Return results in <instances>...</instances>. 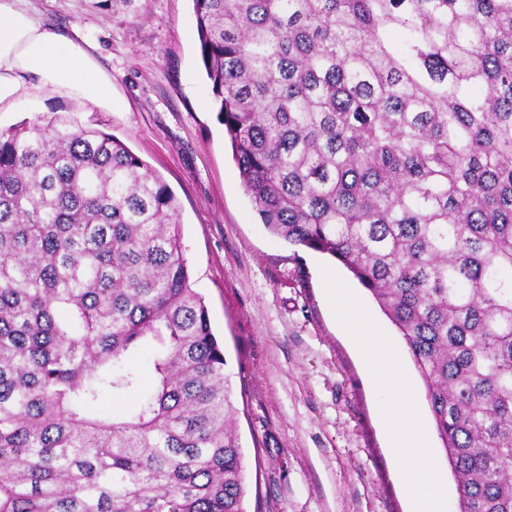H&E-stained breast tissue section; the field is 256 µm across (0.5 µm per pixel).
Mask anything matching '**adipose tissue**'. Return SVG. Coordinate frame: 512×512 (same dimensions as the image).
Listing matches in <instances>:
<instances>
[{"label":"adipose tissue","instance_id":"obj_1","mask_svg":"<svg viewBox=\"0 0 512 512\" xmlns=\"http://www.w3.org/2000/svg\"><path fill=\"white\" fill-rule=\"evenodd\" d=\"M84 37L51 31L27 8V0H0V108L13 105L25 78L67 91L83 100L114 108L112 82ZM376 386L385 393L382 407L392 446L403 463L406 488L415 512H445L441 478L430 451L406 374L385 336L363 330L356 337Z\"/></svg>","mask_w":512,"mask_h":512}]
</instances>
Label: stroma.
<instances>
[{
    "label": "stroma",
    "mask_w": 512,
    "mask_h": 512,
    "mask_svg": "<svg viewBox=\"0 0 512 512\" xmlns=\"http://www.w3.org/2000/svg\"><path fill=\"white\" fill-rule=\"evenodd\" d=\"M52 31L80 33L112 81L113 110L32 78L0 110V128L52 112L125 143L180 205L195 290L224 342L235 426L245 456V512H412L373 384L329 292L357 304L400 356L447 512L456 482L422 380L397 328L353 275L288 245L262 224L211 104L192 0H29Z\"/></svg>",
    "instance_id": "obj_1"
}]
</instances>
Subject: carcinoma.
<instances>
[{
	"label": "carcinoma",
	"mask_w": 512,
	"mask_h": 512,
	"mask_svg": "<svg viewBox=\"0 0 512 512\" xmlns=\"http://www.w3.org/2000/svg\"><path fill=\"white\" fill-rule=\"evenodd\" d=\"M193 8L262 223L403 336L459 512H512V0ZM225 364L161 177L71 114L0 130V512H245Z\"/></svg>",
	"instance_id": "cac0c4a2"
}]
</instances>
